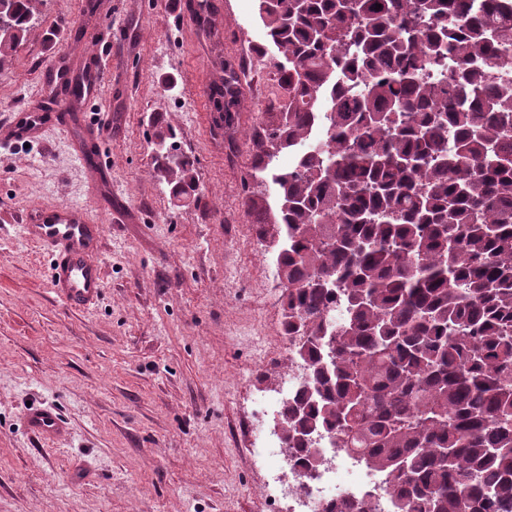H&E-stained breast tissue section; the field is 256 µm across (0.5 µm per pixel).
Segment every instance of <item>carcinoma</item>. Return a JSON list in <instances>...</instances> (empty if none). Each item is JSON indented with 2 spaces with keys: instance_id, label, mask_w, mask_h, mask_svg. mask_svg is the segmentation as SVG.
Segmentation results:
<instances>
[{
  "instance_id": "obj_1",
  "label": "carcinoma",
  "mask_w": 512,
  "mask_h": 512,
  "mask_svg": "<svg viewBox=\"0 0 512 512\" xmlns=\"http://www.w3.org/2000/svg\"><path fill=\"white\" fill-rule=\"evenodd\" d=\"M37 3L8 0L0 68ZM256 3L280 94L251 140L249 217L280 239L286 331L306 327L284 448L308 470L312 433L338 437L397 512H512V0ZM222 72L213 104L233 132L240 78ZM153 128L176 152L155 177L197 201L177 130ZM338 299L349 316L335 323Z\"/></svg>"
}]
</instances>
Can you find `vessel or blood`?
<instances>
[{"mask_svg":"<svg viewBox=\"0 0 512 512\" xmlns=\"http://www.w3.org/2000/svg\"><path fill=\"white\" fill-rule=\"evenodd\" d=\"M102 58L89 59L86 98L97 97L105 77ZM45 112L34 117L20 112L0 125V137L9 142L35 139L41 123L55 120ZM24 237L40 244L51 260V286L55 295L68 307L86 309L95 304L103 289V267L99 260L105 227L94 219L88 208L80 206L31 207L23 217ZM33 435L56 439L66 433L64 424L52 409L32 406L24 414Z\"/></svg>","mask_w":512,"mask_h":512,"instance_id":"1","label":"vessel or blood"}]
</instances>
